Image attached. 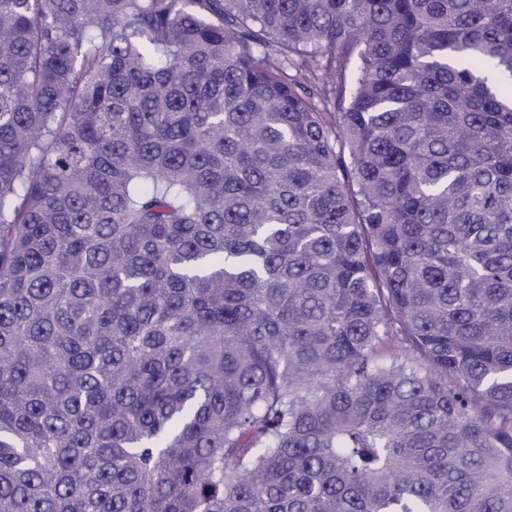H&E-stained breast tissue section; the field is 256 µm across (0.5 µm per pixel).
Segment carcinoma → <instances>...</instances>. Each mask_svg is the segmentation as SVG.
I'll list each match as a JSON object with an SVG mask.
<instances>
[{
    "mask_svg": "<svg viewBox=\"0 0 512 512\" xmlns=\"http://www.w3.org/2000/svg\"><path fill=\"white\" fill-rule=\"evenodd\" d=\"M512 0H0V512H512Z\"/></svg>",
    "mask_w": 512,
    "mask_h": 512,
    "instance_id": "cac0c4a2",
    "label": "carcinoma"
}]
</instances>
